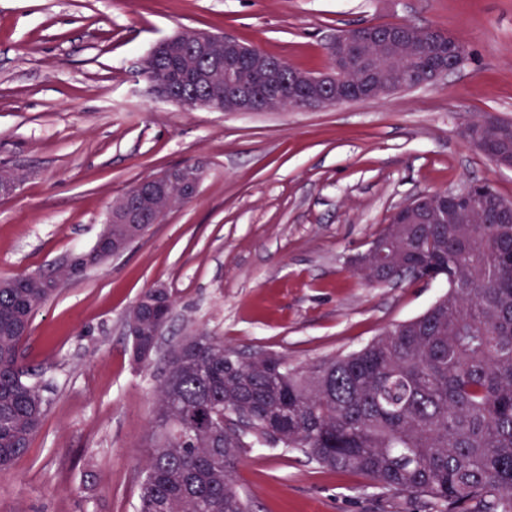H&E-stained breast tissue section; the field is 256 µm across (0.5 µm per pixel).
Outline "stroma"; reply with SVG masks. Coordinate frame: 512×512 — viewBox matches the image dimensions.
<instances>
[{
    "label": "stroma",
    "mask_w": 512,
    "mask_h": 512,
    "mask_svg": "<svg viewBox=\"0 0 512 512\" xmlns=\"http://www.w3.org/2000/svg\"><path fill=\"white\" fill-rule=\"evenodd\" d=\"M365 21L449 31L470 54L418 89L279 112L186 111L142 72L185 29L318 72L336 32ZM488 114L512 119V0H0V170L23 177L0 199V279L90 249L145 177L206 171L197 196L35 312L22 363L50 406L29 453L0 471V512H135L152 389L183 337L204 330L240 357L303 366L427 310L440 284L373 288L349 259L420 194L487 180L512 200V169L461 135ZM158 287L173 312L140 368L124 316ZM235 483L251 512L424 510L299 452L251 449Z\"/></svg>",
    "instance_id": "stroma-1"
}]
</instances>
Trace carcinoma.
Here are the masks:
<instances>
[{"mask_svg": "<svg viewBox=\"0 0 512 512\" xmlns=\"http://www.w3.org/2000/svg\"><path fill=\"white\" fill-rule=\"evenodd\" d=\"M433 52L396 65L408 81ZM183 94H211L183 78L181 57L159 48L144 70ZM512 165V120L496 119ZM457 224H396L382 238L391 270L423 268L448 292L421 315L348 354L297 367L288 357L241 359L201 331L173 345L153 389L145 477L136 512H250L234 471L251 448L299 451L426 512H512V200L473 181ZM89 263L78 257L15 288L0 279V469L26 455L49 399L25 380L19 347L32 316ZM146 291L126 317L136 363L157 352L169 317L147 316Z\"/></svg>", "mask_w": 512, "mask_h": 512, "instance_id": "carcinoma-1", "label": "carcinoma"}]
</instances>
